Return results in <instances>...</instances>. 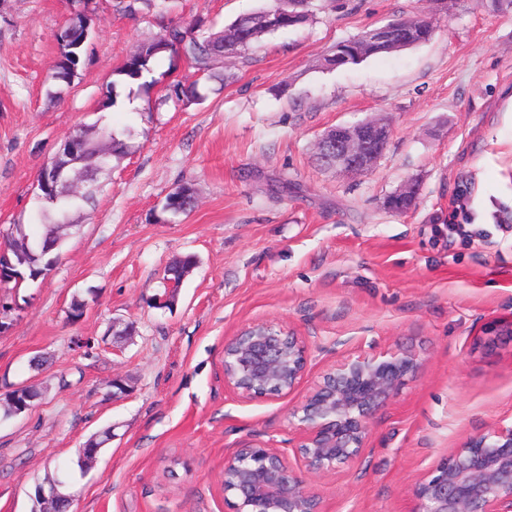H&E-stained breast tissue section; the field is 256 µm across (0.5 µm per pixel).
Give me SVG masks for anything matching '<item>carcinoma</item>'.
I'll list each match as a JSON object with an SVG mask.
<instances>
[{
  "label": "carcinoma",
  "instance_id": "carcinoma-1",
  "mask_svg": "<svg viewBox=\"0 0 512 512\" xmlns=\"http://www.w3.org/2000/svg\"><path fill=\"white\" fill-rule=\"evenodd\" d=\"M312 8V0H275V5L261 11L237 18L228 28L208 36L197 35L190 28L181 25H168L151 40L139 44L117 69V75L130 84L142 82L144 75L152 70V62L161 53L160 47L168 46L181 53L194 67L202 72L214 69L220 59L233 55L245 54L261 36L278 31L293 29L307 21ZM79 21L70 23L64 30L58 42L60 52L57 66L70 72L71 77L78 75L82 49L78 45L84 39V25ZM391 33V38L384 43H375L362 35L358 38L343 40L331 48L327 64L341 68L359 64L370 57L390 54L412 46L425 43L433 34L432 23L423 18L413 20H393L385 25ZM112 143V155L121 157L128 152L127 143L117 134L108 132L103 140L89 138L80 161L72 165L73 175H81L97 162L98 154L107 143ZM336 159V142L331 131H326L317 143L314 160L318 166L329 169ZM40 207L38 223L31 225L28 249L17 253L10 250V243H5L8 259H0V265H13L15 278L6 282V288L12 290L21 287L27 281H36L51 270L55 262L53 252L46 247L53 245L56 239L53 233L56 229L54 220L66 213L77 201L75 197L58 195L56 201L44 199L43 193H38ZM196 205L193 185L182 183L176 186L167 196L163 211L171 217L187 215ZM198 263L194 254H185L176 258L167 269V279L177 282L182 280L186 269L196 267Z\"/></svg>",
  "mask_w": 512,
  "mask_h": 512
}]
</instances>
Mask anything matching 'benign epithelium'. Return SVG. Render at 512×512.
I'll return each instance as SVG.
<instances>
[{
	"mask_svg": "<svg viewBox=\"0 0 512 512\" xmlns=\"http://www.w3.org/2000/svg\"><path fill=\"white\" fill-rule=\"evenodd\" d=\"M387 128L362 122L336 127V163L361 172L379 159L368 140L381 141ZM87 138L79 127L51 162L53 186ZM44 184V187L51 186ZM307 366L305 338L279 323L258 322L224 342V386L243 399L289 395L302 384ZM422 360L412 350L387 349L349 354L329 365L305 398L289 411L296 435L294 461L258 439H244L224 454V501L231 512H322L315 481L360 459L370 422L407 382L417 377ZM41 397L33 384H22L0 399L5 415H19ZM112 442V430L94 435L81 450L82 463L95 460ZM411 512H512V420L468 436L421 472L409 488ZM36 498L55 506L72 495L59 483L40 485Z\"/></svg>",
	"mask_w": 512,
	"mask_h": 512,
	"instance_id": "obj_1",
	"label": "benign epithelium"
}]
</instances>
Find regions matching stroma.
Returning <instances> with one entry per match:
<instances>
[{
  "label": "stroma",
  "mask_w": 512,
  "mask_h": 512,
  "mask_svg": "<svg viewBox=\"0 0 512 512\" xmlns=\"http://www.w3.org/2000/svg\"><path fill=\"white\" fill-rule=\"evenodd\" d=\"M273 0H0V235L30 224L41 167L80 125L125 134L112 176L71 213L47 276L21 288L0 331V397L33 383L31 410L0 415V512H32L62 481L75 512H227L225 452L258 438L288 450V411L342 354L417 351L416 378L374 418L363 457L316 484L323 512H411L415 477L446 449L512 417V12L479 0H314L303 26L261 38L210 74L155 59L145 90L115 72L171 22L218 32ZM96 27L70 88L52 97L57 35ZM431 17L426 43L330 69L336 42ZM199 98L178 101L175 84ZM115 104L100 110L107 92ZM380 119L390 135L361 174L313 161L320 135ZM416 182L406 212L386 205ZM194 184L188 215L166 196ZM464 225L449 235L448 224ZM198 265L176 293V256ZM279 322L307 342L287 396L224 386V341ZM132 326L113 340V326ZM127 390L113 395V377ZM113 437L87 470V439Z\"/></svg>",
  "instance_id": "1"
}]
</instances>
